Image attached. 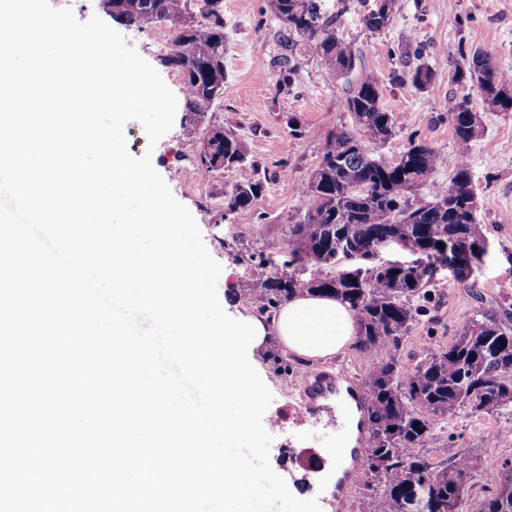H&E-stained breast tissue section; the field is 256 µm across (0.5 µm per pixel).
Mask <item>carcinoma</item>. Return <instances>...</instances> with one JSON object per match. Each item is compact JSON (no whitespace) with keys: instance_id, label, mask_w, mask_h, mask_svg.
<instances>
[{"instance_id":"obj_1","label":"carcinoma","mask_w":512,"mask_h":512,"mask_svg":"<svg viewBox=\"0 0 512 512\" xmlns=\"http://www.w3.org/2000/svg\"><path fill=\"white\" fill-rule=\"evenodd\" d=\"M112 19L126 27L146 30L165 24L173 32V49L165 56L183 82L184 138L201 141L199 167L208 175L218 171L222 156L242 166L248 162L246 141L207 122L208 113L224 98V7L222 0H104ZM394 0H378L364 17L365 27L379 32L393 20ZM274 16L288 20L283 53L278 60L279 85L291 87L297 72L295 49L303 45L347 78L359 50L336 35V21L322 13L320 0H269ZM455 69L457 82H473L493 108L505 110L495 90L512 87V74L476 50ZM419 88L434 78L424 65L403 74ZM345 108L354 126L330 132L321 160L301 194L308 200L303 217L288 227L285 245L291 260L330 264L356 261L361 266L335 276L303 279L277 266L258 280H246L245 295L262 312L276 308L297 293L329 294L355 312L356 349L381 358L365 378L369 393L366 413L368 471L383 486L370 512H461L473 478L469 456L452 449V463L438 467L412 448L430 438V421L461 408L495 414L512 411V328L494 313L460 325L447 349L430 355L412 369L394 359L384 360L398 346L414 319L412 298L427 294L435 283L429 268L448 262V249L474 246L481 238L476 222L472 174L467 158L459 161L449 184L433 179L439 156L426 143L411 142L396 159L374 156L372 144H384L396 134L397 122L383 103L380 81L366 76L347 82ZM472 108L461 103L450 113L458 149H468L482 132L469 119ZM262 191L258 179L237 183L225 194L226 212L251 208ZM457 193L454 208H443L448 193ZM397 240L420 256L418 267L394 262L375 263L376 248ZM443 243L439 248L437 243ZM479 512H512V463L503 465L494 488Z\"/></svg>"}]
</instances>
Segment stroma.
<instances>
[{
    "label": "stroma",
    "instance_id": "1",
    "mask_svg": "<svg viewBox=\"0 0 512 512\" xmlns=\"http://www.w3.org/2000/svg\"><path fill=\"white\" fill-rule=\"evenodd\" d=\"M374 0H323L328 15L337 19L339 37L360 51L357 76L374 75L382 84L383 102L397 119V133L373 145L375 156L396 160L410 141L434 147L439 156L438 182L449 183L458 159V147L448 118L460 101H469L481 117L482 133L472 142L468 160L479 199L477 222L490 243L483 266L466 282L442 270L426 298L415 300V320L389 355L405 369L431 353L448 347L456 329L483 312L512 313V112L488 106L477 86L457 83L453 74L462 52L488 53L501 68L512 71V0H394L391 25L370 32L362 18ZM224 99L210 112L211 124L245 139L252 166L201 177L198 144L184 140L180 125L149 146L143 126H125L131 155L151 154L156 171L174 197L194 216L204 243L222 267L218 296L227 314H251L255 308L238 284L258 278L260 269L249 262L263 253L283 262L279 249L289 224L307 208L298 188L321 159L327 134L351 127L345 108L347 85L321 59L305 52L297 57L292 87H278L277 61L282 53V24L267 0H223ZM168 29L122 28L128 45L158 70L174 94L182 92L179 73L162 58L172 48ZM417 48L420 59L405 58L404 48ZM424 64L434 72L425 88H416L402 72ZM261 178L264 189L251 209L225 214V193L235 183ZM258 372L273 395L268 408L283 424L273 433L270 464L280 476L305 466L310 454L342 439L339 427L327 425L305 431L292 425L289 408L295 405L305 377L314 372H344L363 382L375 359L351 349L329 361H304L283 353L287 370L275 368L264 352L254 355ZM468 452L474 470L473 485L463 512H478L492 489L491 479L505 462H512V415L473 414L463 408L451 417L433 420L430 438L421 454L445 465L444 449Z\"/></svg>",
    "mask_w": 512,
    "mask_h": 512
}]
</instances>
